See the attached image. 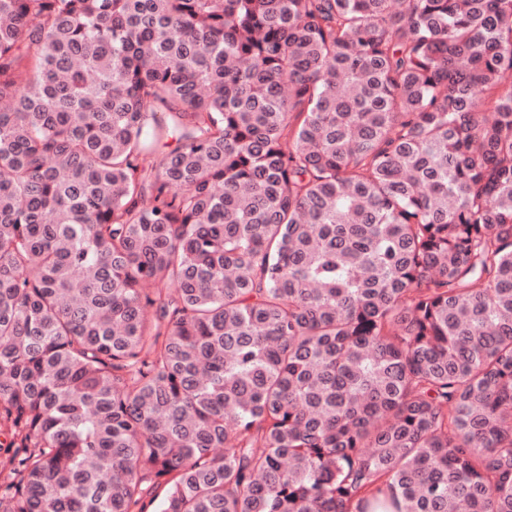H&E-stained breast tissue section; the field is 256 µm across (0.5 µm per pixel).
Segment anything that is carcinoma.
Segmentation results:
<instances>
[{"label": "carcinoma", "mask_w": 512, "mask_h": 512, "mask_svg": "<svg viewBox=\"0 0 512 512\" xmlns=\"http://www.w3.org/2000/svg\"><path fill=\"white\" fill-rule=\"evenodd\" d=\"M2 103L0 512H512V0H0ZM145 492L141 500L143 512H162L168 486L163 479H145Z\"/></svg>", "instance_id": "1"}]
</instances>
